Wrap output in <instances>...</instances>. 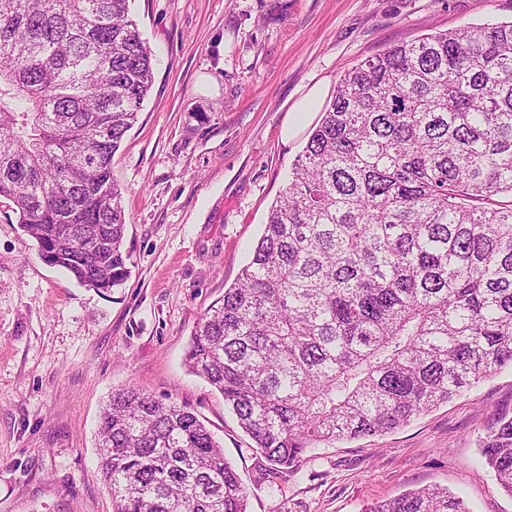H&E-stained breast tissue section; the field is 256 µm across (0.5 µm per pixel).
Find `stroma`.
<instances>
[{"label":"stroma","mask_w":512,"mask_h":512,"mask_svg":"<svg viewBox=\"0 0 512 512\" xmlns=\"http://www.w3.org/2000/svg\"><path fill=\"white\" fill-rule=\"evenodd\" d=\"M154 58L137 123L112 159L131 253L102 294L47 264L0 206V512H112L95 438L112 391L187 407L249 491L248 512H364L444 487L471 512H512L480 458L512 417V369L395 431L271 469L223 397L190 373L193 328L236 282L319 124L285 136L313 88L330 101L367 57L426 34L512 21V0H131ZM276 493H269V483Z\"/></svg>","instance_id":"1"}]
</instances>
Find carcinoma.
I'll return each instance as SVG.
<instances>
[{
	"mask_svg": "<svg viewBox=\"0 0 512 512\" xmlns=\"http://www.w3.org/2000/svg\"><path fill=\"white\" fill-rule=\"evenodd\" d=\"M130 0H0V201L78 284L130 276L112 158L153 81ZM190 372L291 469L512 368V22L396 44L346 72L251 260L197 322ZM112 512H247L185 407L112 392ZM512 496V418L482 441ZM365 512H469L424 488Z\"/></svg>",
	"mask_w": 512,
	"mask_h": 512,
	"instance_id": "carcinoma-1",
	"label": "carcinoma"
}]
</instances>
